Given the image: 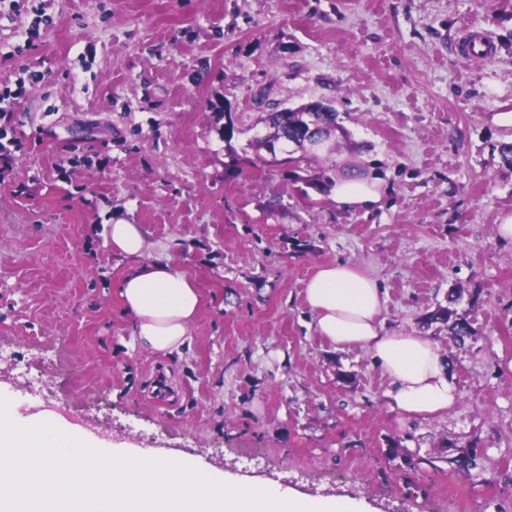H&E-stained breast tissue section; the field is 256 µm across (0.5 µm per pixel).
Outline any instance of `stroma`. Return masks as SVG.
Instances as JSON below:
<instances>
[{
	"label": "stroma",
	"mask_w": 512,
	"mask_h": 512,
	"mask_svg": "<svg viewBox=\"0 0 512 512\" xmlns=\"http://www.w3.org/2000/svg\"><path fill=\"white\" fill-rule=\"evenodd\" d=\"M472 26L490 57L462 55ZM4 78L0 394L20 418L48 403L98 439L367 512H512V131L491 122L512 111V0H0ZM316 101L382 207L337 209L319 163L254 165L243 125ZM120 221L202 295L181 354L133 341ZM337 261L378 278L388 328L437 343L448 415L392 411L370 355L316 333L305 284ZM453 291L462 345L433 317ZM147 234L140 224H111L108 230V242L112 245L113 253L138 260L150 247Z\"/></svg>",
	"instance_id": "35a3bbf8"
}]
</instances>
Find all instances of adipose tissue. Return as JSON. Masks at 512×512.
Here are the masks:
<instances>
[{
    "label": "adipose tissue",
    "instance_id": "adipose-tissue-1",
    "mask_svg": "<svg viewBox=\"0 0 512 512\" xmlns=\"http://www.w3.org/2000/svg\"><path fill=\"white\" fill-rule=\"evenodd\" d=\"M379 179L351 173L327 188L337 207L370 209L383 200ZM113 253L131 259L118 293L133 319V334L147 349L175 354L185 345L201 306V294L169 261H147L150 243L139 224L110 225ZM304 300L315 328L336 349L359 348L371 354L388 385L393 409L430 420L448 413L458 402L449 370L437 345L403 330L387 329L382 318L385 299L375 275L353 262L319 267L307 280Z\"/></svg>",
    "mask_w": 512,
    "mask_h": 512
}]
</instances>
